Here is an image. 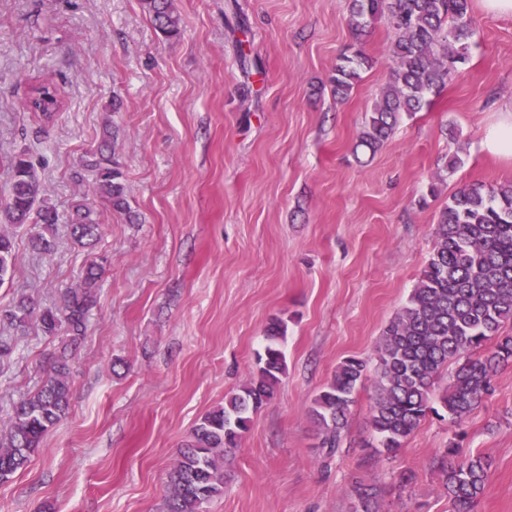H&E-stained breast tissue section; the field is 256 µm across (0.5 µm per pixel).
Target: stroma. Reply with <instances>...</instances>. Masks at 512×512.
Wrapping results in <instances>:
<instances>
[{
	"label": "stroma",
	"mask_w": 512,
	"mask_h": 512,
	"mask_svg": "<svg viewBox=\"0 0 512 512\" xmlns=\"http://www.w3.org/2000/svg\"><path fill=\"white\" fill-rule=\"evenodd\" d=\"M226 2L173 0L181 33L166 38L141 0H0V205L24 151L59 216L48 255L29 248L30 227L16 229L0 307L22 293L53 306L86 260H105L71 361L69 413L0 483V512H166L183 441L250 378L277 316L287 372L206 512H355L358 479L382 488V512H450L431 462L460 429L491 462L475 512H512V366L462 426L429 417L389 458L371 448L373 380L357 387L337 450L321 447L309 415L341 361H375L449 196L512 180V160L482 149L512 104V15L474 7L458 74L370 154L356 144L389 79L385 19L356 40L349 0H237L243 27L232 31ZM356 41L371 66L339 101L328 79ZM42 85L62 102L49 124L25 107ZM104 143L129 213L74 176ZM454 155L457 168L435 181ZM81 201L104 226L89 251L68 230ZM68 340L35 328L17 337L0 364V435ZM406 469L416 479L401 491Z\"/></svg>",
	"instance_id": "obj_1"
}]
</instances>
